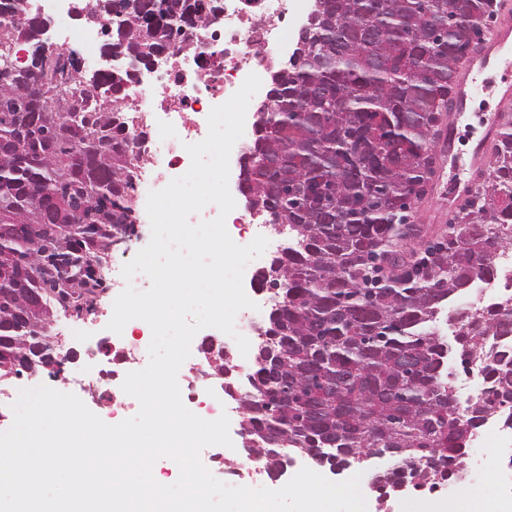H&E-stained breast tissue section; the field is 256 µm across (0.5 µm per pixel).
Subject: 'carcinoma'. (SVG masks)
Masks as SVG:
<instances>
[{
  "mask_svg": "<svg viewBox=\"0 0 512 512\" xmlns=\"http://www.w3.org/2000/svg\"><path fill=\"white\" fill-rule=\"evenodd\" d=\"M182 0H140L113 25L112 47L134 58L166 49ZM505 0H314L298 56L262 105L244 156L248 208L289 245L260 275L281 285L258 333L255 370L239 399L246 448L267 474L312 456L361 465L393 452L421 481L438 483L461 458L486 415L512 416V357L495 364V385L463 404L448 371V345L429 323L448 300L493 272L492 255L512 246V116L489 146L492 193L476 189L448 231L419 255L400 256L409 213L427 191L434 139L451 93ZM14 41L39 42L15 26ZM74 60L56 53L38 72L9 67L0 86V378L44 369L29 360L48 337L53 264L14 263L71 248L99 258L134 224L139 154L102 73L96 94L60 97L78 81ZM42 291L44 308L28 306ZM512 333L502 314L458 326L460 364L489 359V341Z\"/></svg>",
  "mask_w": 512,
  "mask_h": 512,
  "instance_id": "cac0c4a2",
  "label": "carcinoma"
}]
</instances>
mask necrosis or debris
Listing matches in <instances>:
<instances>
[{"label": "necrosis or debris", "mask_w": 512, "mask_h": 512, "mask_svg": "<svg viewBox=\"0 0 512 512\" xmlns=\"http://www.w3.org/2000/svg\"><path fill=\"white\" fill-rule=\"evenodd\" d=\"M311 8V0H224L219 36H212L204 27L187 29L182 49L166 53L162 73L150 79L134 74L121 84L119 95L127 106V132L148 134L143 156L153 175L145 179L144 192L163 189L189 170L187 145L203 140L212 107L226 102L249 74L261 79L252 107L266 100L276 75L285 66L282 54L293 36L290 20L309 15ZM54 20L65 34L59 51L79 43L86 60L97 57L101 44L96 32L109 26L107 17H98L89 28L72 25L70 16L62 11ZM500 283L512 287L511 250L496 254L494 274L481 281V294H467L451 304L447 316L436 322L435 334L444 336L456 329L458 319L473 303L495 309L500 300L496 286ZM140 350L137 339L113 335L111 376L88 380L101 406L110 413L130 408L111 381L126 377ZM215 378L213 364L206 357L182 365L178 373L179 387L187 401L204 400L209 420L217 419L224 411L223 395L212 390Z\"/></svg>", "instance_id": "1"}]
</instances>
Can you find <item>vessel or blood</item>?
<instances>
[{
    "instance_id": "1",
    "label": "vessel or blood",
    "mask_w": 512,
    "mask_h": 512,
    "mask_svg": "<svg viewBox=\"0 0 512 512\" xmlns=\"http://www.w3.org/2000/svg\"><path fill=\"white\" fill-rule=\"evenodd\" d=\"M512 42V17L502 16L494 27L493 35L483 43L480 50L472 55L467 66L461 70L454 83L452 97L456 112H464L468 103L483 91V74L489 69L512 71V53L503 48ZM498 122L497 113H490L484 121L485 136L478 140L468 158H459L454 152H447L445 161L449 172L454 173L456 186L448 198L449 209H456L473 188V177L481 168L488 139L493 136Z\"/></svg>"
}]
</instances>
